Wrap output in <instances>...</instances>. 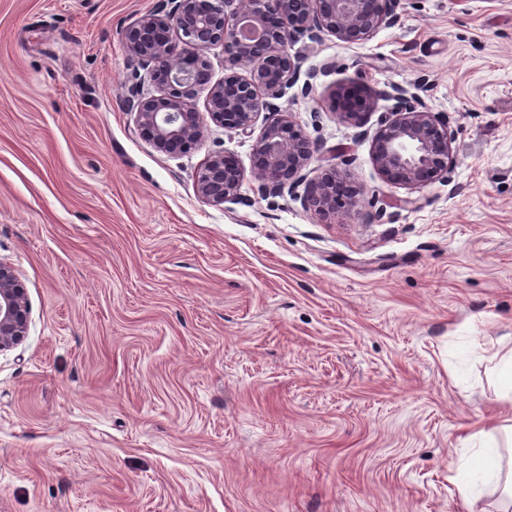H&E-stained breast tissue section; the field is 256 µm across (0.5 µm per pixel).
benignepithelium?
I'll list each match as a JSON object with an SVG mask.
<instances>
[{"label": "benign epithelium", "instance_id": "obj_1", "mask_svg": "<svg viewBox=\"0 0 512 512\" xmlns=\"http://www.w3.org/2000/svg\"><path fill=\"white\" fill-rule=\"evenodd\" d=\"M396 0H167L123 32L129 58L149 70L159 95L132 94L128 112L140 136L158 151L186 152L204 136L206 121L251 134L260 111L267 116L256 141L253 163L261 195L281 194L303 179L314 146L292 116L274 101L285 95L298 70L288 42L327 33L345 43L366 40L394 22ZM221 45L248 67V74L227 73L210 83L199 63ZM208 86L205 112L196 107L197 88ZM375 101L352 82L330 95V107L341 118L357 121ZM372 157L387 181L423 185L443 177L452 158L446 126L433 112L401 109L377 132ZM245 170L228 154H211L196 175L194 189L203 201L222 205L239 198ZM353 192L336 199L321 177L309 202L331 213L358 204ZM30 308L14 267L0 260V352L27 334Z\"/></svg>", "mask_w": 512, "mask_h": 512}]
</instances>
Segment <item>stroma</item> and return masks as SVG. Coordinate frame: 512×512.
<instances>
[{
	"label": "stroma",
	"mask_w": 512,
	"mask_h": 512,
	"mask_svg": "<svg viewBox=\"0 0 512 512\" xmlns=\"http://www.w3.org/2000/svg\"><path fill=\"white\" fill-rule=\"evenodd\" d=\"M160 0H0V260L30 305L0 353V512H495L451 477L512 419L488 359L512 348V0H397L369 39L288 46L278 100L317 145L257 195L256 135L209 125L168 155L137 132L157 92L123 30ZM348 82L377 105L343 121ZM447 122L442 179L380 175L397 105ZM238 201L194 191L213 152ZM337 168L348 213L305 203ZM354 92L358 96V104L347 102V94ZM375 101L370 92L359 83L352 82L337 88L330 95V107L341 118L357 121L365 113L374 108Z\"/></svg>",
	"instance_id": "35a3bbf8"
}]
</instances>
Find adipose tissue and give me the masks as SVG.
<instances>
[{"label": "adipose tissue", "instance_id": "1", "mask_svg": "<svg viewBox=\"0 0 512 512\" xmlns=\"http://www.w3.org/2000/svg\"><path fill=\"white\" fill-rule=\"evenodd\" d=\"M473 451L461 459L453 480L463 503H471L486 487L512 498V456L503 457L496 445L486 444L482 433L469 438Z\"/></svg>", "mask_w": 512, "mask_h": 512}]
</instances>
